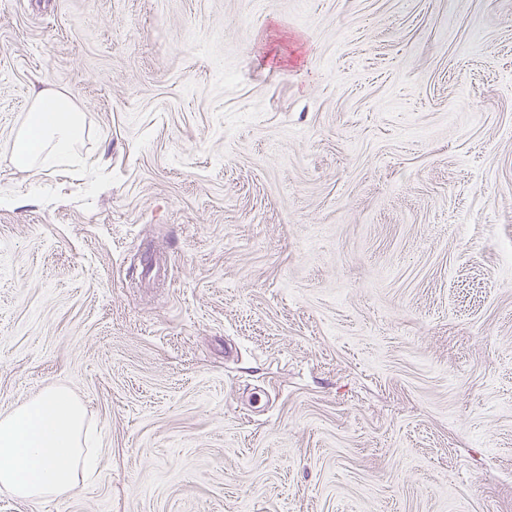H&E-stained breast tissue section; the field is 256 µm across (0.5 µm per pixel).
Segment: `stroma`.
Masks as SVG:
<instances>
[{"label":"stroma","mask_w":512,"mask_h":512,"mask_svg":"<svg viewBox=\"0 0 512 512\" xmlns=\"http://www.w3.org/2000/svg\"><path fill=\"white\" fill-rule=\"evenodd\" d=\"M54 387L98 469L0 512H512V0H0V416ZM85 134L83 113L65 94L42 91L14 142V162L33 172L69 160Z\"/></svg>","instance_id":"1"}]
</instances>
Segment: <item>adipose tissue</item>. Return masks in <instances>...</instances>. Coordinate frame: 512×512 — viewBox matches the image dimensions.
<instances>
[{"label": "adipose tissue", "instance_id": "obj_1", "mask_svg": "<svg viewBox=\"0 0 512 512\" xmlns=\"http://www.w3.org/2000/svg\"><path fill=\"white\" fill-rule=\"evenodd\" d=\"M84 134L83 115L67 95L41 92L15 138L14 162L52 169L72 157ZM85 416L76 397L54 389L1 417L0 490L28 501L76 490L95 460L83 449Z\"/></svg>", "mask_w": 512, "mask_h": 512}]
</instances>
